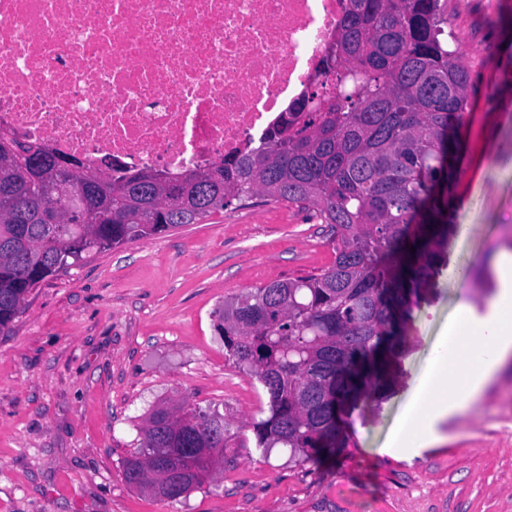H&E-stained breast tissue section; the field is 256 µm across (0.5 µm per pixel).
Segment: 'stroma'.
<instances>
[{
	"label": "stroma",
	"mask_w": 512,
	"mask_h": 512,
	"mask_svg": "<svg viewBox=\"0 0 512 512\" xmlns=\"http://www.w3.org/2000/svg\"><path fill=\"white\" fill-rule=\"evenodd\" d=\"M487 0H441L445 31L471 72L448 241L459 281L435 279L413 311L404 375L347 420L348 446L311 469L287 449L261 456L248 424L267 396L224 358L212 313L247 289L332 265L331 231L296 207L255 197L198 224L91 254L42 282L0 333V512H512V362L473 411L440 425L449 442L415 453L389 437L432 363L461 297L477 316L512 253V0L482 25ZM188 401L224 416V463L176 501L128 485L152 405Z\"/></svg>",
	"instance_id": "stroma-1"
}]
</instances>
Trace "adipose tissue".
Instances as JSON below:
<instances>
[{
    "mask_svg": "<svg viewBox=\"0 0 512 512\" xmlns=\"http://www.w3.org/2000/svg\"><path fill=\"white\" fill-rule=\"evenodd\" d=\"M500 273L502 288L486 319L474 318L471 300L458 302L442 339L447 358L420 376L398 421L396 440L416 448L437 445L435 423L470 411L484 382L512 358V254L502 257Z\"/></svg>",
    "mask_w": 512,
    "mask_h": 512,
    "instance_id": "adipose-tissue-1",
    "label": "adipose tissue"
}]
</instances>
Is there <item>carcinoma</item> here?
<instances>
[{
    "instance_id": "carcinoma-1",
    "label": "carcinoma",
    "mask_w": 512,
    "mask_h": 512,
    "mask_svg": "<svg viewBox=\"0 0 512 512\" xmlns=\"http://www.w3.org/2000/svg\"><path fill=\"white\" fill-rule=\"evenodd\" d=\"M440 0H350L325 62L343 70L344 94L323 112L281 117L269 146L177 177L149 168L115 180L87 169L95 189L84 223L46 224L84 178L58 166L29 175L0 140V332L28 295L92 252L198 224L262 195L312 210L332 229L335 258L304 277L252 288L214 312L227 361L254 378L267 414L251 423L256 447L286 448L317 465L345 447L342 418L394 382L413 308L446 266L456 136L470 74L441 42ZM224 416L183 403L144 418L125 480L143 491L153 457L171 448H227Z\"/></svg>"
}]
</instances>
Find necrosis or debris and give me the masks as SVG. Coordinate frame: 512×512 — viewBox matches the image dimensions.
I'll return each instance as SVG.
<instances>
[{
    "mask_svg": "<svg viewBox=\"0 0 512 512\" xmlns=\"http://www.w3.org/2000/svg\"><path fill=\"white\" fill-rule=\"evenodd\" d=\"M348 0H0V135L118 177L268 143L343 79L320 64Z\"/></svg>",
    "mask_w": 512,
    "mask_h": 512,
    "instance_id": "4bbe7bcc",
    "label": "necrosis or debris"
}]
</instances>
